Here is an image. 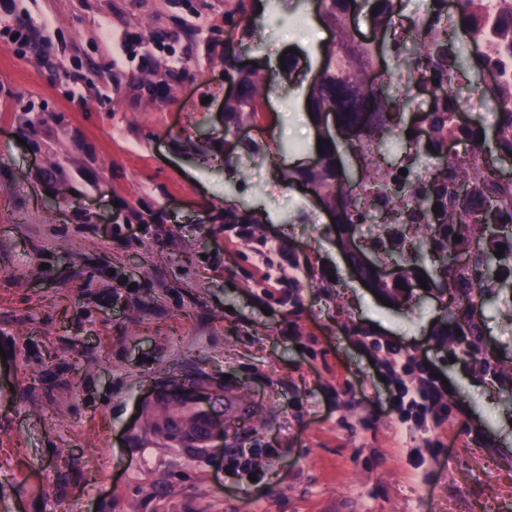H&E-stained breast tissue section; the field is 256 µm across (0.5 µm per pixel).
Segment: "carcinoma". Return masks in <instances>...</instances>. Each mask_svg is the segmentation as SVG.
<instances>
[{"label": "carcinoma", "instance_id": "obj_1", "mask_svg": "<svg viewBox=\"0 0 512 512\" xmlns=\"http://www.w3.org/2000/svg\"><path fill=\"white\" fill-rule=\"evenodd\" d=\"M355 0H321L322 21L332 24L333 41L322 50L319 81L310 85L307 106L311 121L319 113L336 114L337 136L321 139L322 157L318 167H305L289 175L311 187L313 193L336 208V227L355 239L359 226L365 223L363 211L335 162L339 148L361 153L369 151L365 179L381 182L375 157L383 144L391 142L404 147L417 142L406 136L404 110L412 99H397L388 83L373 85L372 77L360 65L367 56L385 54L404 64L414 73L418 89L436 91L434 107L426 113L428 157L436 160L435 172L426 181L414 180L411 174L399 176L405 182L407 194L416 198L427 223L419 225L417 238L406 243L390 225L386 234L370 241L369 250L376 255L374 265L387 260L398 271L388 283L368 274V286L386 298L397 301L403 292L426 280V286H440L447 301L444 329L448 354L468 364L473 373L484 381L512 392V362H503L484 345V307L498 291L499 285L512 275V243L505 250L484 245L488 238L489 219L499 226L512 228L505 206L512 199V179H505L494 168L477 175L467 163L448 156V138L460 144L488 143V130L473 124H458L454 115L465 102L455 91L448 90V72L457 71L469 81L490 66L480 44L479 19L482 0H461L453 27V37L438 32L445 19L442 0H433V22L426 35L435 37L431 44L413 40L403 44L396 40L373 43L353 42L346 36L343 22ZM375 26L389 30L393 15L388 0H361ZM224 71L236 78L238 92L224 100V137L234 135L246 123L253 121L265 98L270 75L260 69L241 65L233 51L225 52ZM59 117L50 114L40 118H25L24 129L29 138L37 140L49 121ZM492 153L498 159H512V97L501 98ZM485 139L478 140L479 136ZM502 256H497V253Z\"/></svg>", "mask_w": 512, "mask_h": 512}]
</instances>
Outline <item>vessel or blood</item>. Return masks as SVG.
Listing matches in <instances>:
<instances>
[{"instance_id":"b4317fda","label":"vessel or blood","mask_w":512,"mask_h":512,"mask_svg":"<svg viewBox=\"0 0 512 512\" xmlns=\"http://www.w3.org/2000/svg\"><path fill=\"white\" fill-rule=\"evenodd\" d=\"M206 398L207 389L199 384L159 389L146 409L142 438L174 439L191 453L209 447L216 425L205 406Z\"/></svg>"}]
</instances>
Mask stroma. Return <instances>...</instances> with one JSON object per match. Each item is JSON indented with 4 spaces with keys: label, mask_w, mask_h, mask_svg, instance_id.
Segmentation results:
<instances>
[{
    "label": "stroma",
    "mask_w": 512,
    "mask_h": 512,
    "mask_svg": "<svg viewBox=\"0 0 512 512\" xmlns=\"http://www.w3.org/2000/svg\"><path fill=\"white\" fill-rule=\"evenodd\" d=\"M265 2L256 27V0H0L31 29L0 44V512H512V400L449 359L446 298L382 304L286 179L317 157L331 34L313 0ZM229 48L274 75L241 129L257 158L223 147ZM25 111L62 121L25 146ZM485 316L512 361V303ZM377 340L425 356L451 414L399 415ZM171 381L252 410L200 454L140 446L136 405ZM241 448L265 478L226 471Z\"/></svg>",
    "instance_id": "1"
}]
</instances>
